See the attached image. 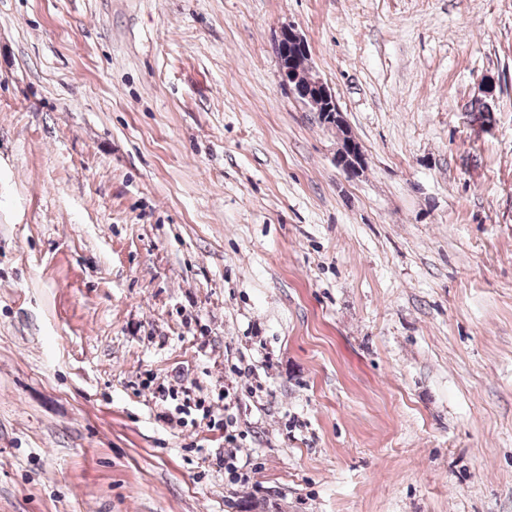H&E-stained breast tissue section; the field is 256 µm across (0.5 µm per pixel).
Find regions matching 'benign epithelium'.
Instances as JSON below:
<instances>
[{"instance_id":"7a95c632","label":"benign epithelium","mask_w":512,"mask_h":512,"mask_svg":"<svg viewBox=\"0 0 512 512\" xmlns=\"http://www.w3.org/2000/svg\"><path fill=\"white\" fill-rule=\"evenodd\" d=\"M275 51L281 83L288 88L290 95L311 108H317L324 102L329 104L328 124L336 127V132L341 138V146L336 152V165L343 168L347 176H357L367 166V157L361 144L349 131L343 112L336 104L335 96L322 80L312 77L308 72L300 74L288 61L293 53L308 54L309 48L305 38L295 27L284 26L277 36Z\"/></svg>"}]
</instances>
